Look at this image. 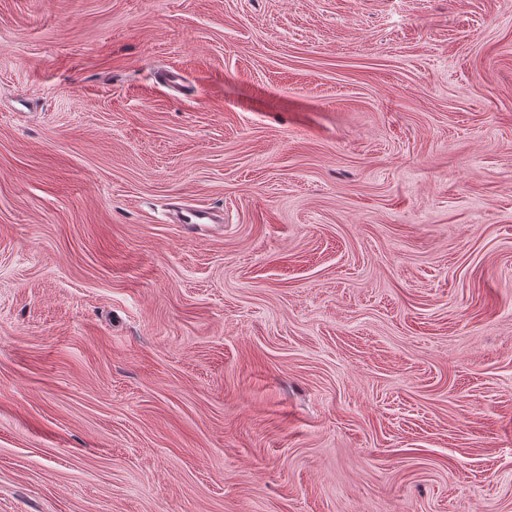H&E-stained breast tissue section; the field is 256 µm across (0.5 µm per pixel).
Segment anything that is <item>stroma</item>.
Returning a JSON list of instances; mask_svg holds the SVG:
<instances>
[{"label": "stroma", "mask_w": 512, "mask_h": 512, "mask_svg": "<svg viewBox=\"0 0 512 512\" xmlns=\"http://www.w3.org/2000/svg\"><path fill=\"white\" fill-rule=\"evenodd\" d=\"M0 512H512V0H0Z\"/></svg>", "instance_id": "stroma-1"}]
</instances>
